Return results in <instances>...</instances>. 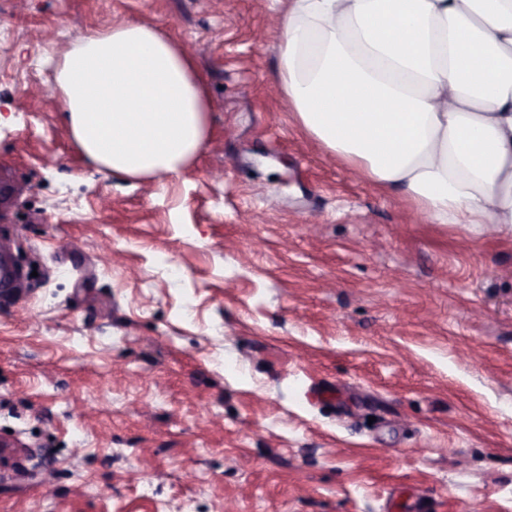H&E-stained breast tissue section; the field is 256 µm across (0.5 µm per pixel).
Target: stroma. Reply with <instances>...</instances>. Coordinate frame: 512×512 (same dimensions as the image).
Instances as JSON below:
<instances>
[{"label":"stroma","instance_id":"35a3bbf8","mask_svg":"<svg viewBox=\"0 0 512 512\" xmlns=\"http://www.w3.org/2000/svg\"><path fill=\"white\" fill-rule=\"evenodd\" d=\"M284 0H0V512H512V230L308 137ZM122 20L211 103L179 174L88 167L46 59Z\"/></svg>","mask_w":512,"mask_h":512}]
</instances>
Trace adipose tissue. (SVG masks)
<instances>
[{
    "instance_id": "adipose-tissue-1",
    "label": "adipose tissue",
    "mask_w": 512,
    "mask_h": 512,
    "mask_svg": "<svg viewBox=\"0 0 512 512\" xmlns=\"http://www.w3.org/2000/svg\"><path fill=\"white\" fill-rule=\"evenodd\" d=\"M274 80L307 135L433 223L512 228V0H289ZM52 87L114 177L178 174L208 141L204 82L152 26L82 35Z\"/></svg>"
}]
</instances>
